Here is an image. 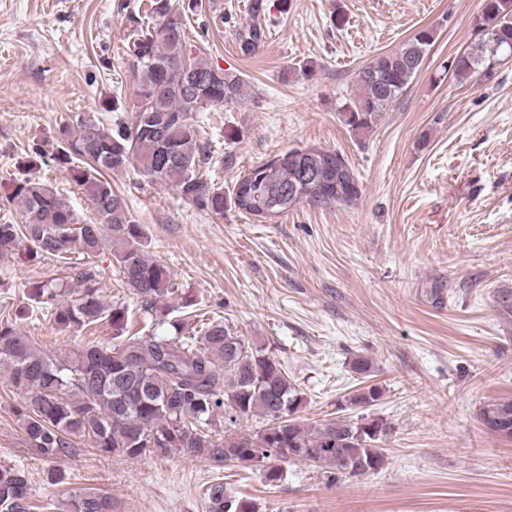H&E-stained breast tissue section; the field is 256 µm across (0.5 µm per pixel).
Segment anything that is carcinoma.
<instances>
[{"instance_id": "carcinoma-1", "label": "carcinoma", "mask_w": 512, "mask_h": 512, "mask_svg": "<svg viewBox=\"0 0 512 512\" xmlns=\"http://www.w3.org/2000/svg\"><path fill=\"white\" fill-rule=\"evenodd\" d=\"M197 4L178 7L172 0H149L145 20L136 21L128 55L138 75L134 112L129 121L105 124L87 115L59 128L55 162L91 198L100 221L80 220L75 211L38 178L25 176L12 186L20 202L19 224L0 222V256L26 240L31 254L62 259L77 253L90 259L111 251L118 280L137 297L141 310L163 320L166 298L176 292L169 269L151 258L142 225L130 214L123 195L104 173L131 165L153 183L176 188L180 196L224 214V191L209 186L207 164L194 114L240 97V75L215 68L188 46L185 16ZM485 29L472 47L454 57L453 74L466 78L476 69L491 71L512 55V0H482ZM264 28L249 24L237 32L239 48L249 55L263 42ZM434 41L422 29L393 52L359 72L360 94L346 108L348 124L360 129L374 121L406 90ZM360 187L351 166L336 150L298 147L248 171L235 185L232 204L260 221H274L302 202L352 204ZM98 273H78L61 288L45 280L24 290L30 301L54 310L55 326L97 330L112 325V343L88 341L64 356L36 347L7 313L0 317V366L20 398L16 415L33 446L48 460L72 451L71 438H89L100 451L136 460L165 458L180 451L253 461L266 479H281L277 461L320 467L329 482L362 477L387 459L389 426L379 418L346 416L306 422L297 416L300 391L281 364L263 348L252 347L222 321L204 323L200 335L144 334L130 329L128 308L105 305ZM380 390L364 387L344 399L345 406H372ZM234 424L254 415L266 420L255 434L212 435L217 415ZM477 418L485 432L512 440V398L484 403ZM25 471L0 470V512H31ZM59 512H115L112 496L81 488L58 504ZM219 512H257L254 503L224 496Z\"/></svg>"}]
</instances>
